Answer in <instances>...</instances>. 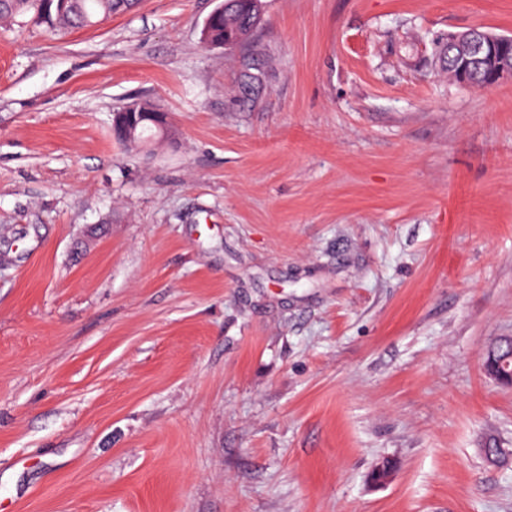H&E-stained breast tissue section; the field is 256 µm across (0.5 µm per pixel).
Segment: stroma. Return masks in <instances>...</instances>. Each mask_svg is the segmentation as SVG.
<instances>
[{
  "label": "stroma",
  "instance_id": "1",
  "mask_svg": "<svg viewBox=\"0 0 512 512\" xmlns=\"http://www.w3.org/2000/svg\"><path fill=\"white\" fill-rule=\"evenodd\" d=\"M218 3L0 23V512H512V0ZM224 18L217 19L209 30L210 42L237 45L243 42L260 22V0H224ZM503 39L497 37L487 30L471 28L463 32L457 40L455 46L459 51L471 52L485 48L484 55L481 57V64L491 73L492 79L487 84L494 86L505 79L512 78V59L506 60L501 52H496L495 48L501 46ZM435 51L439 58L443 60L444 69L448 75L459 83V79L465 76L468 80L476 85L483 84L486 80L485 73L480 71L477 67L471 66L468 70L462 71L460 64L456 59V50L448 46V43L435 45ZM136 112L138 115H141L144 118H147L151 120L153 123H155L158 126H164L166 125V119L163 112H143L142 108L140 107L139 103H133L130 105L125 106L120 112H117L115 114L113 127H119V128H125L129 126V124L132 123V119L136 115ZM142 113V114H140ZM134 128L127 127V130L131 133L133 132ZM160 133L155 128L151 127L146 121H141L138 123V125L135 127L134 132L132 134L131 141L127 143L126 145L130 146H136L140 145L145 141L147 137L151 135V133Z\"/></svg>",
  "mask_w": 512,
  "mask_h": 512
}]
</instances>
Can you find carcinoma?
<instances>
[{
	"mask_svg": "<svg viewBox=\"0 0 512 512\" xmlns=\"http://www.w3.org/2000/svg\"><path fill=\"white\" fill-rule=\"evenodd\" d=\"M0 0V19L15 18L30 13L33 20L61 31L84 28L101 22L133 5L131 0ZM224 16L217 19L209 30L211 42L237 45L243 42L260 22V0H223ZM435 51L443 60L444 69L454 80L466 77L480 85L485 73L472 66L463 71L456 59V50L448 44H436Z\"/></svg>",
	"mask_w": 512,
	"mask_h": 512,
	"instance_id": "cac0c4a2",
	"label": "carcinoma"
}]
</instances>
